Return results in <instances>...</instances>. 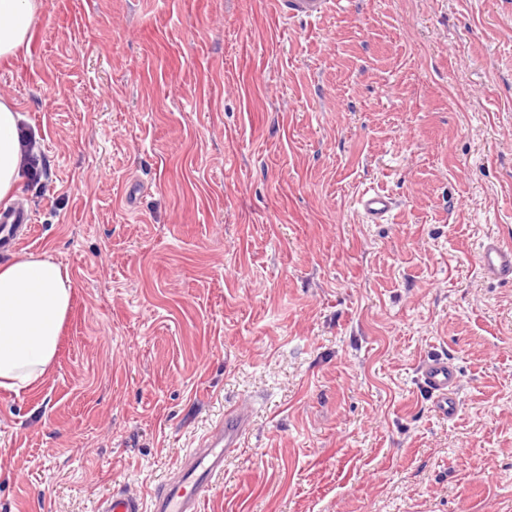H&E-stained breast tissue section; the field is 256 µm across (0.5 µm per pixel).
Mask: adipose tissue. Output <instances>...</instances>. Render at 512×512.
<instances>
[{"mask_svg":"<svg viewBox=\"0 0 512 512\" xmlns=\"http://www.w3.org/2000/svg\"><path fill=\"white\" fill-rule=\"evenodd\" d=\"M39 0H0V58L30 37ZM19 115L0 102V201L11 199L22 174ZM73 281L52 256L26 254L0 265V387L21 390L42 381L57 355Z\"/></svg>","mask_w":512,"mask_h":512,"instance_id":"1","label":"adipose tissue"}]
</instances>
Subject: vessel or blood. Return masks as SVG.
Listing matches in <instances>:
<instances>
[{"mask_svg":"<svg viewBox=\"0 0 512 512\" xmlns=\"http://www.w3.org/2000/svg\"><path fill=\"white\" fill-rule=\"evenodd\" d=\"M331 0H279V9L288 18L323 16ZM359 210L370 221L387 219L393 199L368 190L358 200ZM32 217L21 206L0 210V253H15L30 236ZM476 263L480 274L489 280L512 284V243L498 237L485 238L479 245ZM421 390L432 411L443 419H454L460 410L457 368L445 355L424 360L417 370ZM252 414L235 409L225 414L180 459L172 474L154 489L149 502L132 495L116 493L105 499L99 512H201L203 501L214 478L224 471V463L239 450L251 427Z\"/></svg>","mask_w":512,"mask_h":512,"instance_id":"b4317fda","label":"vessel or blood"}]
</instances>
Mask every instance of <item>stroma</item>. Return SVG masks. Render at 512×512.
I'll use <instances>...</instances> for the list:
<instances>
[{"label":"stroma","instance_id":"35a3bbf8","mask_svg":"<svg viewBox=\"0 0 512 512\" xmlns=\"http://www.w3.org/2000/svg\"><path fill=\"white\" fill-rule=\"evenodd\" d=\"M0 100L43 164L21 251L74 285L0 389V512L149 501L240 403L202 512H512V287L475 261L512 239V0H41ZM279 9L288 18H319L327 11L330 0H279ZM359 210L373 223L387 219L395 205L394 200L385 194L367 190L357 199ZM417 374L432 411L444 420H453L460 410L459 376L453 360L446 355L428 358L418 366Z\"/></svg>","mask_w":512,"mask_h":512}]
</instances>
